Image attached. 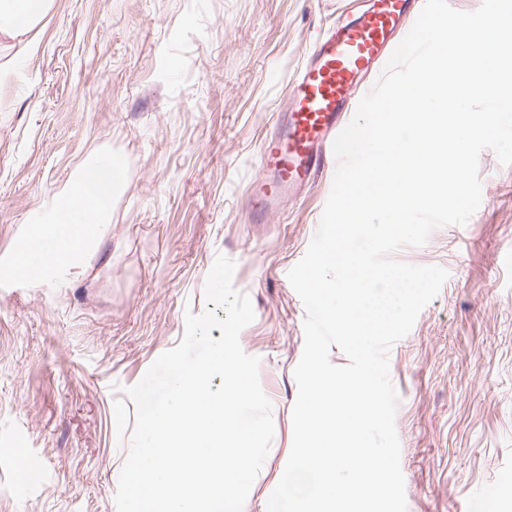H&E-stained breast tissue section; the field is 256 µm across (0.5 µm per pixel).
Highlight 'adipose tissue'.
Listing matches in <instances>:
<instances>
[{
	"instance_id": "obj_1",
	"label": "adipose tissue",
	"mask_w": 512,
	"mask_h": 512,
	"mask_svg": "<svg viewBox=\"0 0 512 512\" xmlns=\"http://www.w3.org/2000/svg\"><path fill=\"white\" fill-rule=\"evenodd\" d=\"M50 4L51 0H0V35L12 38L28 33ZM125 178L111 161L92 158L84 162L32 226L15 254L14 272L31 279L81 272L85 253L101 237L112 198Z\"/></svg>"
}]
</instances>
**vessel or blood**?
<instances>
[{
	"mask_svg": "<svg viewBox=\"0 0 512 512\" xmlns=\"http://www.w3.org/2000/svg\"><path fill=\"white\" fill-rule=\"evenodd\" d=\"M422 0H372L368 9L320 37L261 144L259 177L249 185L251 218L260 223L284 199L336 166L335 138L346 126L355 89L396 48L395 36Z\"/></svg>",
	"mask_w": 512,
	"mask_h": 512,
	"instance_id": "vessel-or-blood-1",
	"label": "vessel or blood"
}]
</instances>
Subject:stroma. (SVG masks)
<instances>
[{"instance_id": "stroma-1", "label": "stroma", "mask_w": 512, "mask_h": 512, "mask_svg": "<svg viewBox=\"0 0 512 512\" xmlns=\"http://www.w3.org/2000/svg\"><path fill=\"white\" fill-rule=\"evenodd\" d=\"M352 0H52L0 47V512H116L136 417L123 388L205 308L217 255L255 318L275 434L243 512H266L292 443L304 305L288 270L331 192L325 175L248 219L258 148L314 41ZM126 179L78 279L12 272L29 226L86 158ZM469 221L395 260L449 277L389 355L407 512H512V165L479 157Z\"/></svg>"}]
</instances>
